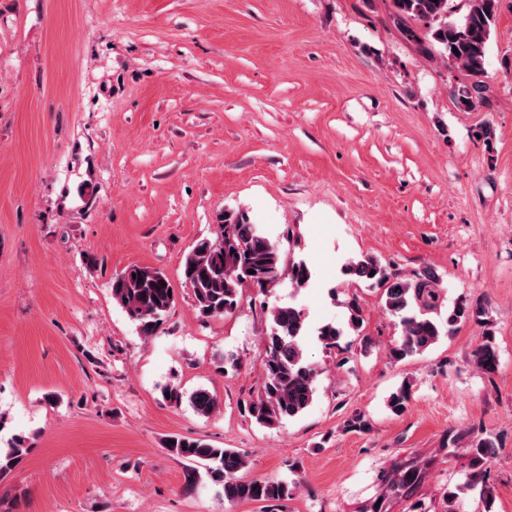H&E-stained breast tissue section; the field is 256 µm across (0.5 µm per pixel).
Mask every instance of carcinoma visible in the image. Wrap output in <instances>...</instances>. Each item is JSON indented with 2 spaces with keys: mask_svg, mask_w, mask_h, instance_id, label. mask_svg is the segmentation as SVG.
I'll use <instances>...</instances> for the list:
<instances>
[{
  "mask_svg": "<svg viewBox=\"0 0 512 512\" xmlns=\"http://www.w3.org/2000/svg\"><path fill=\"white\" fill-rule=\"evenodd\" d=\"M470 2L467 15L456 22L448 19V0H393L400 17L431 23L433 48L451 58L472 78L455 91L457 103L466 108L486 93L482 77L486 74V57L497 14V0ZM219 223L220 236L215 240L198 239L182 268L183 283L191 292L198 316L214 318L235 312L247 286L263 291L283 279L298 290L308 286L313 277L311 266L303 259L283 262L277 246L246 214L235 210L222 212ZM343 274L352 281L381 289L384 309L399 319L402 334L389 350L395 361L423 353L440 337L452 335L457 325L478 321L485 315V311L460 301L446 318L432 317L437 275L430 271L409 280L388 271L380 260L363 256L350 261ZM170 291L174 288L167 275L149 267L131 265L112 277V299L145 337L158 333L174 306L175 296L168 295ZM347 310L346 326L328 323L318 329L317 336L324 345L336 344L346 327L355 332L361 329L363 317L357 301L348 302ZM307 333L302 309L288 304L269 310L267 329L262 336L264 383L244 405L256 423L274 428L300 416L313 403L317 370L306 358L303 339ZM472 357L476 368L486 376L497 372L500 358L492 332L483 333ZM164 391L170 394L168 402L176 408L186 402L202 417L219 412L217 397L206 388L189 394L175 386ZM410 399L411 386L404 382L389 395L387 406L393 414L401 415ZM165 448L184 462L206 467L211 476L223 483L224 499L230 503L260 504L263 512H275L290 496V487L284 480H249L241 476L248 468V457L239 448H219L201 438L182 435L170 437ZM496 448L497 440L491 436H476L470 441L465 451L475 469L473 479L481 478V470L493 458ZM29 451L26 438L15 437L12 446L0 453V479L19 465ZM420 475V469L409 467L389 474L385 482L396 490L406 489Z\"/></svg>",
  "mask_w": 512,
  "mask_h": 512,
  "instance_id": "obj_1",
  "label": "carcinoma"
}]
</instances>
